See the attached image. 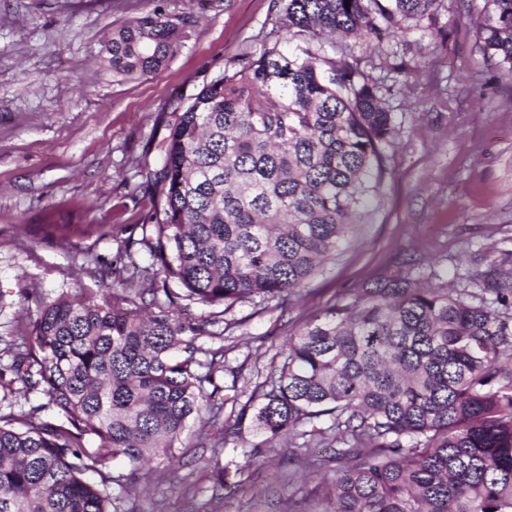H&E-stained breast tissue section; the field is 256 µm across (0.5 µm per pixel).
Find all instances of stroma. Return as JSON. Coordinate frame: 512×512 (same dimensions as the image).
Segmentation results:
<instances>
[{
  "label": "stroma",
  "instance_id": "1",
  "mask_svg": "<svg viewBox=\"0 0 512 512\" xmlns=\"http://www.w3.org/2000/svg\"><path fill=\"white\" fill-rule=\"evenodd\" d=\"M483 0L436 10L382 41L332 36L312 53L355 56L395 127L386 178L354 240L282 306L224 316L225 382L252 391L290 329L362 285L402 272L455 289L512 272V81L477 44ZM161 13L184 31L155 73L120 80L100 51L113 28ZM280 0H0V336L29 312L20 292L98 293L150 285L142 227L162 202L140 190L181 110L241 58L295 47ZM239 407L221 457L234 490H214L209 449L193 418L183 455L146 465L149 482L113 487L130 512H324L339 462L296 463L287 444L257 447Z\"/></svg>",
  "mask_w": 512,
  "mask_h": 512
}]
</instances>
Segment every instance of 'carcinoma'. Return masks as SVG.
Returning a JSON list of instances; mask_svg holds the SVG:
<instances>
[{"instance_id": "1", "label": "carcinoma", "mask_w": 512, "mask_h": 512, "mask_svg": "<svg viewBox=\"0 0 512 512\" xmlns=\"http://www.w3.org/2000/svg\"><path fill=\"white\" fill-rule=\"evenodd\" d=\"M289 35L381 39L436 0H280ZM480 50L512 80V0H484ZM182 28L162 14L112 31L103 62L122 79L156 72ZM392 117L357 63L277 47L205 86L176 114L154 192L163 218L139 240L151 288L96 299L33 292L36 319L0 336V385L46 402L0 413V512H127L112 495L169 459L207 416L217 483L224 424L222 316L282 304L353 235L387 174ZM174 282L178 288L168 287ZM492 295L487 301L484 295ZM213 310L192 319L185 309ZM512 274L480 293L408 274L360 288L288 336L241 405L263 437L333 448L346 468L330 512H512ZM326 417L327 431L313 427ZM121 457L127 475L112 474Z\"/></svg>"}]
</instances>
